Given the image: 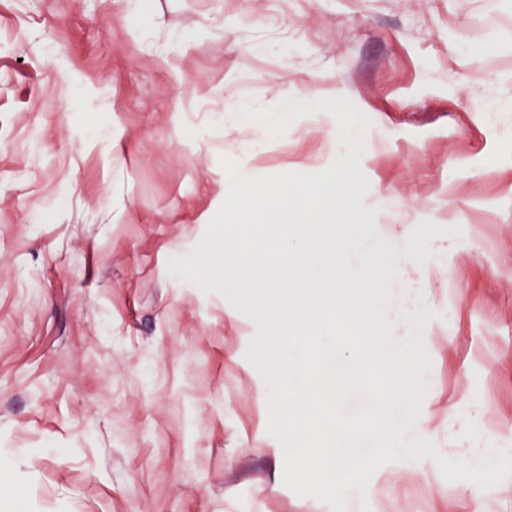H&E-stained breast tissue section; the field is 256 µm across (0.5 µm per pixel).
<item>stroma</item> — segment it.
<instances>
[{"label":"stroma","instance_id":"stroma-1","mask_svg":"<svg viewBox=\"0 0 512 512\" xmlns=\"http://www.w3.org/2000/svg\"><path fill=\"white\" fill-rule=\"evenodd\" d=\"M322 92L370 121L394 342L438 313L415 432L491 448L488 413L512 420V0H0V512H331L283 482L255 322L167 270L223 202L221 158L265 177L346 156L330 113L278 138L237 116ZM365 505L512 512V481L480 495L400 460L349 491Z\"/></svg>","mask_w":512,"mask_h":512}]
</instances>
